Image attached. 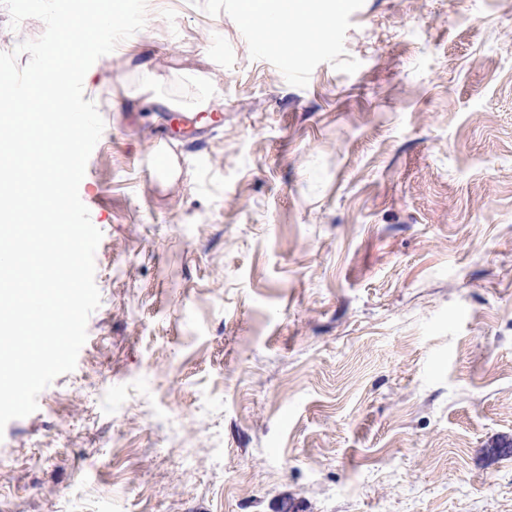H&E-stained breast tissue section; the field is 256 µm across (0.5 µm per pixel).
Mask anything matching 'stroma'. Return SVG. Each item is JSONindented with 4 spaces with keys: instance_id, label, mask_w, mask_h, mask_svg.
<instances>
[{
    "instance_id": "1",
    "label": "stroma",
    "mask_w": 512,
    "mask_h": 512,
    "mask_svg": "<svg viewBox=\"0 0 512 512\" xmlns=\"http://www.w3.org/2000/svg\"><path fill=\"white\" fill-rule=\"evenodd\" d=\"M244 4L147 0L85 75L101 303L0 512H512V0H313L317 55Z\"/></svg>"
}]
</instances>
